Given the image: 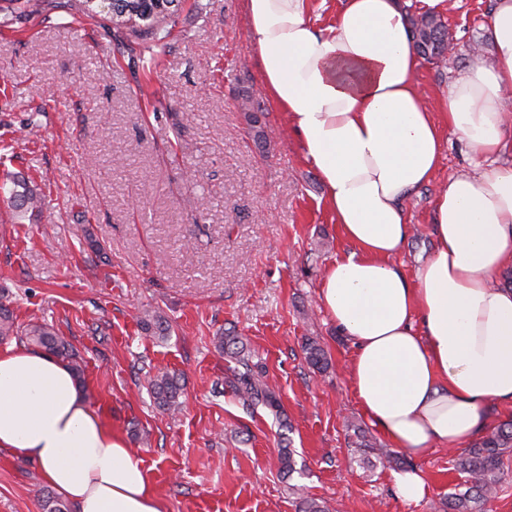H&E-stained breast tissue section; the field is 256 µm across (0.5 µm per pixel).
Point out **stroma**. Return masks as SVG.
Returning <instances> with one entry per match:
<instances>
[{"mask_svg": "<svg viewBox=\"0 0 512 512\" xmlns=\"http://www.w3.org/2000/svg\"><path fill=\"white\" fill-rule=\"evenodd\" d=\"M494 0H442L453 36L443 62H421L419 92L435 106L470 57L489 48ZM167 38L117 33L81 0H44L0 23V182L26 179L42 197L16 220L0 192V295L17 321L54 325L77 349L87 405L123 434L164 512H442L465 480L456 454L430 449L411 467L427 493L399 499L400 468L378 458L385 438L361 411L347 367L353 347L322 309L325 266L346 244L322 185L283 112L267 98L242 0H180ZM259 102L265 148L249 135ZM449 136L430 185L406 203L419 228L396 261L413 275L433 247L439 187L471 170ZM104 247L99 261L93 244ZM164 316L166 339L138 321ZM234 329L262 367L281 412H246L214 349ZM329 365L313 369L306 340ZM185 388L158 409L147 372ZM291 448L299 473L280 472ZM37 463L0 448V512H41Z\"/></svg>", "mask_w": 512, "mask_h": 512, "instance_id": "35a3bbf8", "label": "stroma"}]
</instances>
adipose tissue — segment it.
<instances>
[{
	"mask_svg": "<svg viewBox=\"0 0 512 512\" xmlns=\"http://www.w3.org/2000/svg\"><path fill=\"white\" fill-rule=\"evenodd\" d=\"M244 0L266 95L300 140L348 253L318 297L355 347L359 406L412 458L483 434L512 405V0H494L491 55H471L437 109L421 98L406 0ZM480 156L434 200V249L406 277L405 203L433 180L447 135ZM0 448L36 462L77 512H163L126 438L89 409L54 356L0 350Z\"/></svg>",
	"mask_w": 512,
	"mask_h": 512,
	"instance_id": "ef3b65f1",
	"label": "adipose tissue"
}]
</instances>
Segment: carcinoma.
<instances>
[{"label":"carcinoma","mask_w":512,"mask_h":512,"mask_svg":"<svg viewBox=\"0 0 512 512\" xmlns=\"http://www.w3.org/2000/svg\"><path fill=\"white\" fill-rule=\"evenodd\" d=\"M169 0H123L122 11L115 13L117 19L129 23L135 35L169 34L161 24L172 16ZM412 48L426 61L437 63L445 59L450 46L448 27L433 13L423 12L407 15ZM9 202L18 217L37 207L36 191L26 180L12 181ZM141 330L149 337L164 339L169 325L161 315L139 322ZM23 336L35 346L43 349L61 361L68 362L76 378H81L82 368L70 343L60 336L53 326L33 322L25 327L16 324V317L10 304L0 301V339ZM215 350L235 363L231 377L225 379L238 402L246 410L260 405L278 410L280 404L263 376L262 368L252 362L251 355L240 337L221 334L214 337ZM308 363L322 370L328 361L324 349L308 340L304 345ZM149 387L158 407L175 410L180 406L183 385L180 378L168 371H159L149 377ZM512 448V419L502 422L472 447L466 449L456 460V468L467 474L463 487H455L448 493V512H478L500 484V467L504 453Z\"/></svg>","instance_id":"obj_1"}]
</instances>
